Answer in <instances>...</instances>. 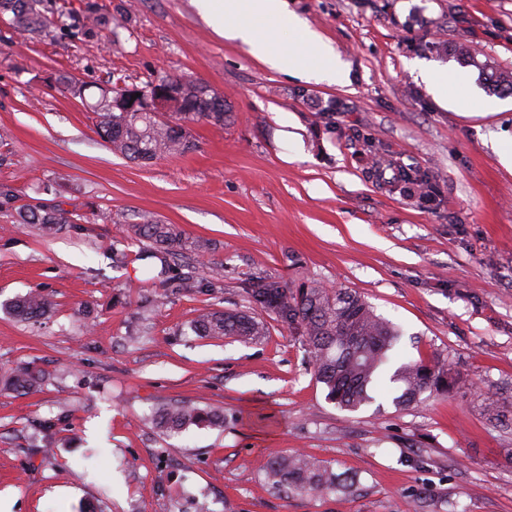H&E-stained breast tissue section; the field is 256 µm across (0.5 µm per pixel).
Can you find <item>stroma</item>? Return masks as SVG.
Instances as JSON below:
<instances>
[{
    "mask_svg": "<svg viewBox=\"0 0 512 512\" xmlns=\"http://www.w3.org/2000/svg\"><path fill=\"white\" fill-rule=\"evenodd\" d=\"M99 2L117 11L115 35L29 40L0 23V185L14 194L0 207V372L48 376L25 395L0 382L9 512H512V428L488 414L512 417V172L495 154L512 137V96L487 80L512 73V0H287L349 66L343 87L271 69L199 0ZM414 62L463 76L475 99L439 100ZM62 73L87 83L85 100L58 90ZM165 75L209 85L229 119L191 123L182 156L113 153L85 108L98 83ZM392 164L411 181L375 177ZM43 203L72 224L46 237L16 223ZM149 216L187 241L168 263L132 230ZM259 277L360 293L400 328L399 360L437 356L465 387L339 409L304 337L250 298ZM32 290L54 306L17 322L5 305ZM214 310L268 333L196 335ZM173 403L227 421L167 437L150 418ZM275 452L358 487L287 492L261 470Z\"/></svg>",
    "mask_w": 512,
    "mask_h": 512,
    "instance_id": "1",
    "label": "stroma"
}]
</instances>
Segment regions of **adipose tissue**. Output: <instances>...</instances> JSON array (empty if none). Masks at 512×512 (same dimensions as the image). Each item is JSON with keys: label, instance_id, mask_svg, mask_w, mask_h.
<instances>
[{"label": "adipose tissue", "instance_id": "adipose-tissue-1", "mask_svg": "<svg viewBox=\"0 0 512 512\" xmlns=\"http://www.w3.org/2000/svg\"><path fill=\"white\" fill-rule=\"evenodd\" d=\"M220 34L246 44L250 53L278 72L347 85L349 72L332 46L291 13L285 0H201Z\"/></svg>", "mask_w": 512, "mask_h": 512}]
</instances>
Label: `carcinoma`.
<instances>
[{
  "instance_id": "cac0c4a2",
  "label": "carcinoma",
  "mask_w": 512,
  "mask_h": 512,
  "mask_svg": "<svg viewBox=\"0 0 512 512\" xmlns=\"http://www.w3.org/2000/svg\"><path fill=\"white\" fill-rule=\"evenodd\" d=\"M12 14L17 31L33 38L50 28L73 36L90 37L112 30V14L94 0L76 14L57 0H0V15ZM158 81L180 83L181 108L164 120L151 112H125L112 97V81L99 88V97L90 111L95 115L96 133L113 152L135 161L150 163L195 148L187 125L204 119L224 126V104L215 100L201 82L176 77ZM63 92L74 99H85L87 86L69 76L59 78ZM16 223L35 224L53 235L71 223L67 213L56 207L17 211ZM135 235L157 252L176 254L180 234L172 224L149 219L134 225ZM251 295L260 307L270 310L305 336L312 367L327 396L344 410L356 411L378 397H390L396 406L424 404L459 386V377L434 358L421 357L392 367L400 332L391 322L377 315L360 293L345 288L328 289L312 284L292 290L286 285L259 278ZM53 306L42 292L16 297L10 313L21 321H34ZM199 336H234L257 340L266 335L264 321L230 311L202 315L192 325ZM5 384L24 393L36 391L45 373L33 366L19 365L5 372ZM223 414L185 404L169 405L152 417L161 432L178 434L190 426H221ZM263 471L276 485L309 496L347 493L354 481L333 472L303 454L273 453Z\"/></svg>"
}]
</instances>
